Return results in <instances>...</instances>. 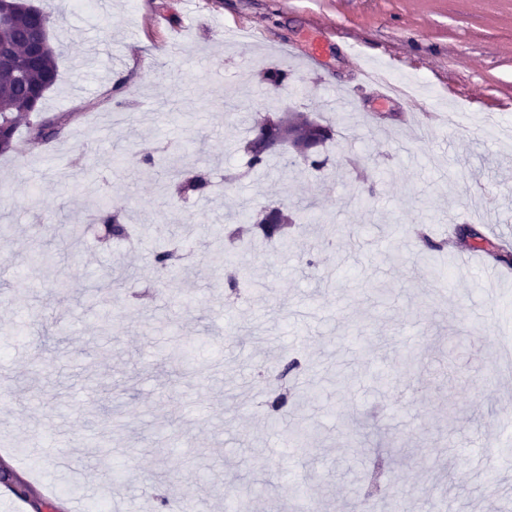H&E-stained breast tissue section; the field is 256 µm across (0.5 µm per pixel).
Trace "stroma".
<instances>
[{"label":"stroma","instance_id":"35a3bbf8","mask_svg":"<svg viewBox=\"0 0 512 512\" xmlns=\"http://www.w3.org/2000/svg\"><path fill=\"white\" fill-rule=\"evenodd\" d=\"M35 3L57 14L50 37L63 49L41 113L71 121L45 143L20 121L18 150L0 155V441L23 451L0 493L27 482L26 512H67L63 453L106 512H163L161 499L188 495L224 512L227 491L257 480L269 489L252 512H298V485L319 512H390L397 499L434 512L443 488L449 512H512V454L497 481L473 467L486 444L512 446L499 355L512 276L482 281L455 265L512 242V0ZM318 44V62L299 66ZM368 66L404 79L408 98L387 99ZM270 68L303 89L281 91L279 106L335 125L327 164L276 161L226 184L247 116L268 109ZM148 153L205 175L208 198L166 195L163 172L142 168ZM104 196L141 243L104 231ZM242 200H312L320 220L290 252L234 248L250 281L229 300L210 231ZM477 213L478 239L449 236ZM51 215L82 229L64 249L38 232ZM411 225L447 239L439 276ZM158 241L179 244L176 275L158 278ZM43 251L47 269L29 262ZM382 283L391 296L379 302ZM183 343L186 365L170 355ZM290 359L309 398L274 424L258 404ZM300 418L315 427L302 455L277 434ZM46 481L59 495L43 498Z\"/></svg>","mask_w":512,"mask_h":512}]
</instances>
